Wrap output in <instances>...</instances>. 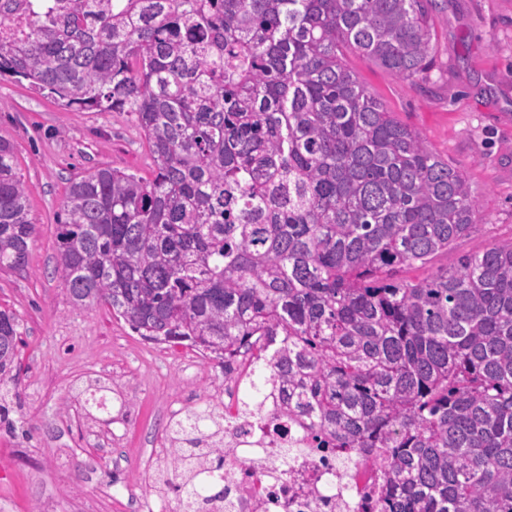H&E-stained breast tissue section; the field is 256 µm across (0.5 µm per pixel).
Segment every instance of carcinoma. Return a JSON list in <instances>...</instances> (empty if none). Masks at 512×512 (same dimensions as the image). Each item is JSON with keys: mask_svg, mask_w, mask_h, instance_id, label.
I'll use <instances>...</instances> for the list:
<instances>
[{"mask_svg": "<svg viewBox=\"0 0 512 512\" xmlns=\"http://www.w3.org/2000/svg\"><path fill=\"white\" fill-rule=\"evenodd\" d=\"M433 0H0V77L68 108L129 112L153 163L69 185L57 271L142 339L222 368L253 354L344 458L380 465L383 512H512V243L397 277L469 235L476 202L345 64L415 83ZM0 137V269L35 225ZM18 322L0 310V383ZM265 393L242 391L244 414ZM223 415L192 409L157 464L180 512L224 498L204 478Z\"/></svg>", "mask_w": 512, "mask_h": 512, "instance_id": "cac0c4a2", "label": "carcinoma"}]
</instances>
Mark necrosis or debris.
<instances>
[{"instance_id": "necrosis-or-debris-1", "label": "necrosis or debris", "mask_w": 512, "mask_h": 512, "mask_svg": "<svg viewBox=\"0 0 512 512\" xmlns=\"http://www.w3.org/2000/svg\"><path fill=\"white\" fill-rule=\"evenodd\" d=\"M273 385L258 419L237 421L217 448L224 457V498L205 512H370L378 474L363 464L345 476L328 437L305 418L279 412Z\"/></svg>"}]
</instances>
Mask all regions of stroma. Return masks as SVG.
<instances>
[{
	"instance_id": "35a3bbf8",
	"label": "stroma",
	"mask_w": 512,
	"mask_h": 512,
	"mask_svg": "<svg viewBox=\"0 0 512 512\" xmlns=\"http://www.w3.org/2000/svg\"><path fill=\"white\" fill-rule=\"evenodd\" d=\"M435 64L410 84L369 58L348 67L385 108L459 168L476 225L437 265L512 242V0H436ZM0 137L14 147L36 225L26 270H0V308L18 318L20 369L0 422V512H136L179 404L224 410V371L186 346L144 341L107 305L74 308L55 274L58 216L70 180L96 167L152 175L127 112H79L0 77ZM107 386L106 410L76 398Z\"/></svg>"
}]
</instances>
